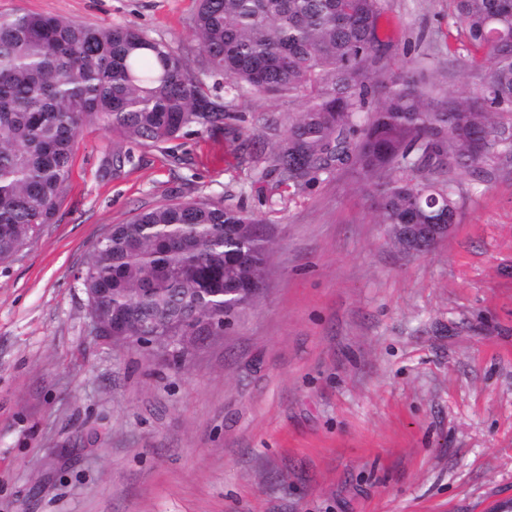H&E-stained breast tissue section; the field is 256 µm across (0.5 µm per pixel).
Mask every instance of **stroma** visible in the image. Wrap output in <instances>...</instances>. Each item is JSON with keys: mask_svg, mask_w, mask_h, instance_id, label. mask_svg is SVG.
Instances as JSON below:
<instances>
[{"mask_svg": "<svg viewBox=\"0 0 512 512\" xmlns=\"http://www.w3.org/2000/svg\"><path fill=\"white\" fill-rule=\"evenodd\" d=\"M196 0H0L193 43ZM391 71L479 92L449 0H383ZM297 99L242 94L172 151L77 137L55 223L0 265V512H491L512 502V150L458 174L461 221L395 248L354 171L268 174ZM238 129L255 144L241 161ZM133 161L113 170L116 151ZM182 164H175V157ZM257 212L263 294L186 359L93 334L77 274L112 225L170 196Z\"/></svg>", "mask_w": 512, "mask_h": 512, "instance_id": "1", "label": "stroma"}]
</instances>
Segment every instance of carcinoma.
I'll return each mask as SVG.
<instances>
[{
	"label": "carcinoma",
	"mask_w": 512,
	"mask_h": 512,
	"mask_svg": "<svg viewBox=\"0 0 512 512\" xmlns=\"http://www.w3.org/2000/svg\"><path fill=\"white\" fill-rule=\"evenodd\" d=\"M184 52L132 26L86 25L34 12L0 16V264L52 223L69 189L76 138L97 125L160 148L189 129L222 130L250 90L302 98L270 152L281 186L301 193L355 169L380 186L377 222H460L468 170L512 148V0H451L454 24L481 73L439 107L411 69L391 73L378 36L382 0H197ZM201 57L194 69L189 55ZM258 213L198 197L114 224L80 278L88 313L125 318V335L196 314L233 321L259 298L272 241Z\"/></svg>",
	"instance_id": "cac0c4a2"
}]
</instances>
